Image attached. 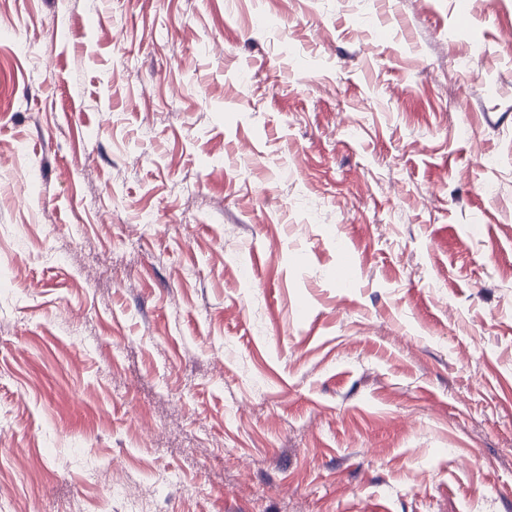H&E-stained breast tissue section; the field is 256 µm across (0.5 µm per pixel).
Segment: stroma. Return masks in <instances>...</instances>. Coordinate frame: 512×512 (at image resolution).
Masks as SVG:
<instances>
[{"label":"stroma","instance_id":"35a3bbf8","mask_svg":"<svg viewBox=\"0 0 512 512\" xmlns=\"http://www.w3.org/2000/svg\"><path fill=\"white\" fill-rule=\"evenodd\" d=\"M11 153L5 512H512V0H0Z\"/></svg>","mask_w":512,"mask_h":512}]
</instances>
